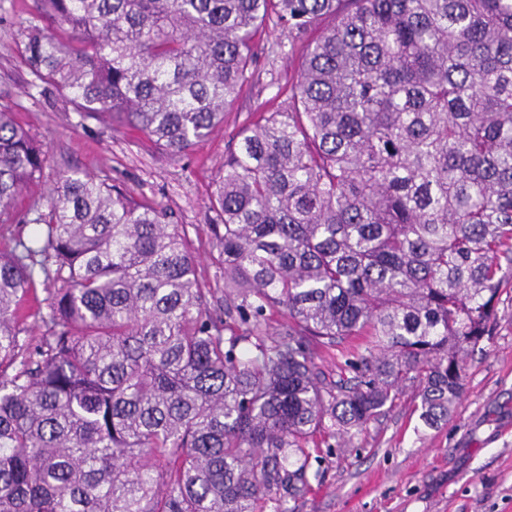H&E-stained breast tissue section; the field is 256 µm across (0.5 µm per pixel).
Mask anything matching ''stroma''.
Masks as SVG:
<instances>
[{
    "instance_id": "obj_1",
    "label": "stroma",
    "mask_w": 512,
    "mask_h": 512,
    "mask_svg": "<svg viewBox=\"0 0 512 512\" xmlns=\"http://www.w3.org/2000/svg\"><path fill=\"white\" fill-rule=\"evenodd\" d=\"M34 0H0V104L46 144L47 176L78 169L171 208L185 224L198 270L216 287L209 254L211 182L232 139L256 113L283 108L305 37L266 22L253 78L203 142L179 155L139 131L82 119L62 94H40L21 56L22 30ZM413 390L357 432L351 447L323 449L294 512H512V300L502 299L490 336L469 357L465 388L448 420L429 429Z\"/></svg>"
}]
</instances>
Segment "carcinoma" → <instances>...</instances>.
Segmentation results:
<instances>
[{
	"label": "carcinoma",
	"mask_w": 512,
	"mask_h": 512,
	"mask_svg": "<svg viewBox=\"0 0 512 512\" xmlns=\"http://www.w3.org/2000/svg\"><path fill=\"white\" fill-rule=\"evenodd\" d=\"M270 19L310 39L212 182L222 307L174 213L94 175L58 172L14 235L48 150L0 109V512H294L310 447L407 387L428 427L460 398L512 282V0H37L21 54L178 154ZM349 338L331 379L318 350ZM43 192V186H35L28 192L19 196L13 203V211L17 218H19L18 224H12V230L15 234L21 235L24 238L27 237L31 225L23 224L22 218L29 212L31 206L38 201Z\"/></svg>",
	"instance_id": "obj_1"
}]
</instances>
